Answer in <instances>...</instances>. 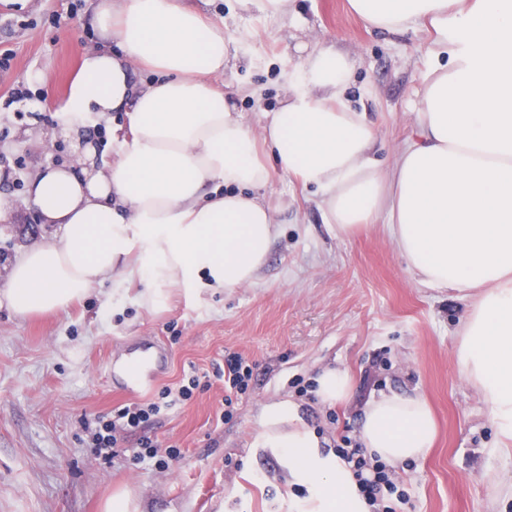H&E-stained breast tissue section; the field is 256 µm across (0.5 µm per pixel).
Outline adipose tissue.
Returning <instances> with one entry per match:
<instances>
[{
    "label": "adipose tissue",
    "instance_id": "adipose-tissue-1",
    "mask_svg": "<svg viewBox=\"0 0 512 512\" xmlns=\"http://www.w3.org/2000/svg\"><path fill=\"white\" fill-rule=\"evenodd\" d=\"M375 30L429 31L414 135L381 167L378 130L345 100L348 55L312 49L300 87L252 130L212 78L229 40L182 0H97L100 43L86 46L64 107L77 166L36 171L29 206L60 235L16 260L4 293L23 317L58 311L106 279L168 287L256 283L279 225L265 198L272 171L318 190L326 224L351 233L386 217L417 282L475 292L456 362L512 439V0H349ZM158 80L136 86L132 72ZM125 112L130 137L101 167L89 113ZM217 185L206 193V185ZM263 442L311 493L308 512H369L352 472L324 453L288 402L265 406ZM436 423L417 396L381 395L362 443L388 464L431 448Z\"/></svg>",
    "mask_w": 512,
    "mask_h": 512
}]
</instances>
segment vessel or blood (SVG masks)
<instances>
[{"mask_svg": "<svg viewBox=\"0 0 512 512\" xmlns=\"http://www.w3.org/2000/svg\"><path fill=\"white\" fill-rule=\"evenodd\" d=\"M168 364V353L157 341L145 339L133 346L122 363L111 364L109 378L114 388L130 396L155 386Z\"/></svg>", "mask_w": 512, "mask_h": 512, "instance_id": "b4317fda", "label": "vessel or blood"}]
</instances>
